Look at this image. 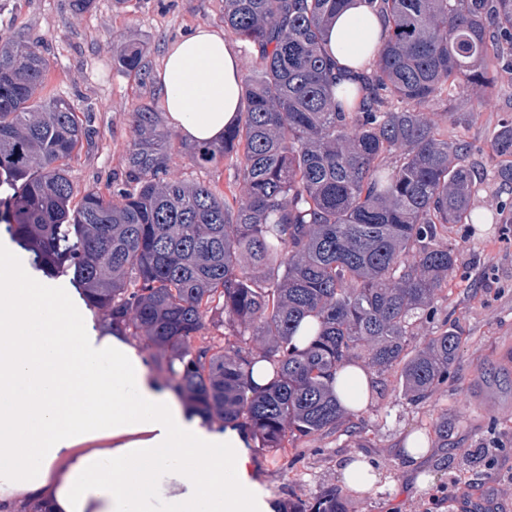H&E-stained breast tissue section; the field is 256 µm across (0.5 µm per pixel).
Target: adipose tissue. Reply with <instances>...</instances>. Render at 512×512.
Masks as SVG:
<instances>
[{"mask_svg":"<svg viewBox=\"0 0 512 512\" xmlns=\"http://www.w3.org/2000/svg\"><path fill=\"white\" fill-rule=\"evenodd\" d=\"M387 35L365 0L330 24L337 85L368 68ZM172 128L209 144L234 123L239 57L223 32L200 26L175 40L159 71ZM0 512H265L247 482L243 435L206 426L161 388L136 348L102 336L57 288L0 255ZM372 375L336 373L347 410L366 407Z\"/></svg>","mask_w":512,"mask_h":512,"instance_id":"obj_1","label":"adipose tissue"}]
</instances>
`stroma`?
I'll list each match as a JSON object with an SVG mask.
<instances>
[{
    "label": "stroma",
    "instance_id": "stroma-1",
    "mask_svg": "<svg viewBox=\"0 0 512 512\" xmlns=\"http://www.w3.org/2000/svg\"><path fill=\"white\" fill-rule=\"evenodd\" d=\"M200 26L223 28L224 0H93L82 12L73 0H0V36L39 42L50 62L48 93L92 117L88 139L69 163L77 187L103 190L124 178L136 137L132 114L144 103L164 112L156 73L166 48ZM119 45L141 51L147 79L116 71L112 51ZM420 110L441 134L469 143L479 175L473 207L499 216L489 228L449 227L457 265L448 294L432 319L418 323L411 342L424 348L445 322H454L462 336L457 361L425 403H409L397 390L376 394L336 430L304 439L297 449L249 446L250 479L264 500L291 496L311 503L332 487L344 512H512V213L499 209L512 191L498 180L490 148L499 121L512 116V75H502L485 96L464 87ZM457 112L471 113L470 123L456 124ZM186 145L181 138L171 145L172 176L243 194L234 157L202 167ZM443 420L444 440L437 431ZM414 433L427 438L430 450L412 463L403 448ZM355 454L381 469L363 494L340 479L343 463Z\"/></svg>",
    "mask_w": 512,
    "mask_h": 512
}]
</instances>
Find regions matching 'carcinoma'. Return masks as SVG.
Wrapping results in <instances>:
<instances>
[{
  "mask_svg": "<svg viewBox=\"0 0 512 512\" xmlns=\"http://www.w3.org/2000/svg\"><path fill=\"white\" fill-rule=\"evenodd\" d=\"M349 0H224V24L257 52L224 141L196 145L198 165L236 156L245 194L170 176L173 132L148 105L125 178L105 195L79 189L68 162L86 128L70 102L43 95L48 60L26 39L0 38V224L51 277L72 272L101 332L136 336L151 364L201 416L281 450L334 430L345 411L336 371L363 359L397 378L413 404L448 378L461 336L451 325L410 349L434 314L457 256L448 225L471 211L470 145L416 107L465 84L482 95L512 74V0H367L387 40L336 100L328 25ZM122 73L147 74L141 53L113 48ZM512 184V119L491 142ZM316 324L303 349L300 321ZM224 329V345L208 340ZM272 378L253 381L258 360ZM313 512H342L336 490Z\"/></svg>",
  "mask_w": 512,
  "mask_h": 512,
  "instance_id": "cac0c4a2",
  "label": "carcinoma"
}]
</instances>
